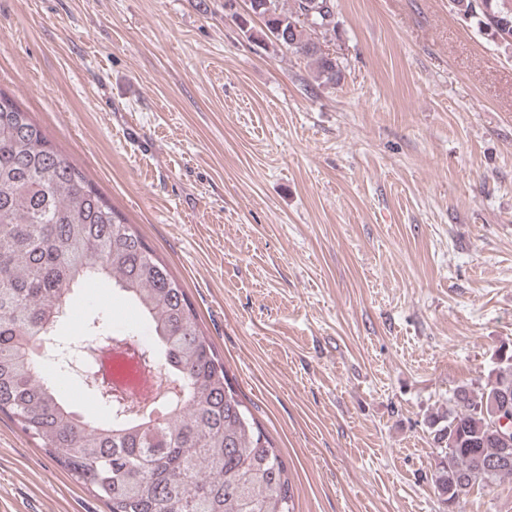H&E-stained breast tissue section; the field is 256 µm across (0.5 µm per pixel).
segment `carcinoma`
I'll list each match as a JSON object with an SVG mask.
<instances>
[{
  "label": "carcinoma",
  "mask_w": 512,
  "mask_h": 512,
  "mask_svg": "<svg viewBox=\"0 0 512 512\" xmlns=\"http://www.w3.org/2000/svg\"><path fill=\"white\" fill-rule=\"evenodd\" d=\"M479 31L503 24L512 35V0H449ZM271 45L313 60L317 79L334 84L336 58L318 36L336 30V0H249ZM112 281L146 319L155 340L132 349L143 370L162 367L179 386L156 417H140L125 396L88 399L104 418L74 410L41 374L38 348L68 315L71 293L95 278ZM105 315L85 322L106 336ZM62 373L75 347L53 343ZM512 402V346L495 353L485 383L460 386L448 411L431 420L440 461L431 475L445 512H459L469 488L512 476L491 423L490 406ZM0 414L106 506V512H295L288 468L228 377L224 357L200 329L195 308L168 265L68 155L0 92Z\"/></svg>",
  "instance_id": "cac0c4a2"
}]
</instances>
